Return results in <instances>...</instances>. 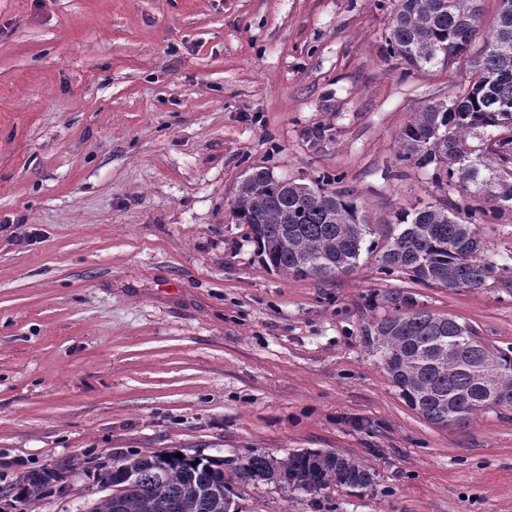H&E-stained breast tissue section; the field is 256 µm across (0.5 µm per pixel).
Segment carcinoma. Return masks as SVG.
<instances>
[{"instance_id": "carcinoma-1", "label": "carcinoma", "mask_w": 512, "mask_h": 512, "mask_svg": "<svg viewBox=\"0 0 512 512\" xmlns=\"http://www.w3.org/2000/svg\"><path fill=\"white\" fill-rule=\"evenodd\" d=\"M479 2L399 0L387 54L416 71L447 67L476 35ZM500 2L496 26L474 64L475 79L451 101L425 105L402 129L397 152L401 162L433 167L436 182L448 190L461 188L492 208H472L469 222L451 201L405 211L381 244L366 246L368 227L350 192L315 189L256 167L239 186L235 218L248 225L265 268L329 278L355 268L366 249L379 251L381 273L405 274L426 286L477 290L490 279L512 278L508 263L481 258L474 225L512 207V0ZM491 129L509 135L493 136ZM384 301L391 312L369 323L365 336L411 409L444 428L450 417L465 426L482 411H512L511 354L489 348L455 317L418 305L409 292L392 290ZM491 376L499 378L493 391L487 388ZM59 479L55 471H29L17 482L18 497L38 501ZM234 479L312 495L333 486L367 489L375 474L337 450H303L280 460L134 454L105 477L106 485L125 488L121 501L108 495L92 512H240Z\"/></svg>"}]
</instances>
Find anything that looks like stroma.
I'll use <instances>...</instances> for the list:
<instances>
[{
    "instance_id": "obj_1",
    "label": "stroma",
    "mask_w": 512,
    "mask_h": 512,
    "mask_svg": "<svg viewBox=\"0 0 512 512\" xmlns=\"http://www.w3.org/2000/svg\"><path fill=\"white\" fill-rule=\"evenodd\" d=\"M398 0H0V512H91L103 476L172 450L374 469L316 495L237 482L241 512H512V413L442 428L401 398L363 327L398 288L512 349V283L458 291L378 270L267 271L237 187L255 167L350 190L373 232L466 192L397 161L496 24L445 70L385 54ZM512 253V209L478 225ZM61 475L29 504L22 473Z\"/></svg>"
}]
</instances>
